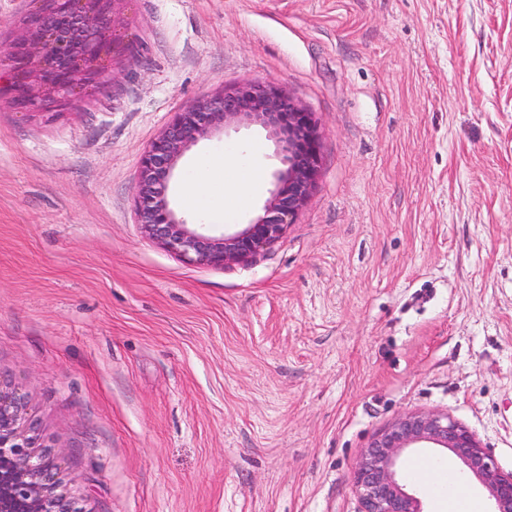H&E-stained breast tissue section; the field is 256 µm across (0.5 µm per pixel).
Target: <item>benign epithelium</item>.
Instances as JSON below:
<instances>
[{"label": "benign epithelium", "instance_id": "7a95c632", "mask_svg": "<svg viewBox=\"0 0 512 512\" xmlns=\"http://www.w3.org/2000/svg\"><path fill=\"white\" fill-rule=\"evenodd\" d=\"M123 0H40L25 33L4 49L0 70L13 73L11 103L52 101L62 107L91 93L109 71V33ZM267 132L280 168L262 214L232 232L212 235L190 224L168 197L183 155L198 142L242 125ZM319 169L312 113L271 85L224 89L176 113L144 152L135 185L138 224L150 239L190 261L238 264L270 247L307 203ZM27 401L0 379V512H88L64 484L62 460L29 435ZM432 448L485 490L490 512H512V474L501 473L476 435L445 413L411 411L396 418L364 448L353 488L359 512H424L421 499L398 479L402 455Z\"/></svg>", "mask_w": 512, "mask_h": 512}]
</instances>
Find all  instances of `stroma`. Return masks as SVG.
Masks as SVG:
<instances>
[{
  "instance_id": "35a3bbf8",
  "label": "stroma",
  "mask_w": 512,
  "mask_h": 512,
  "mask_svg": "<svg viewBox=\"0 0 512 512\" xmlns=\"http://www.w3.org/2000/svg\"><path fill=\"white\" fill-rule=\"evenodd\" d=\"M113 77L0 105V378L88 512H358L360 452L440 411L512 473V0H124ZM140 46L138 56L126 44ZM246 82L318 125L282 238L190 262L142 233L141 157L176 112ZM260 213L279 162L262 129ZM402 475L440 512L435 476Z\"/></svg>"
}]
</instances>
